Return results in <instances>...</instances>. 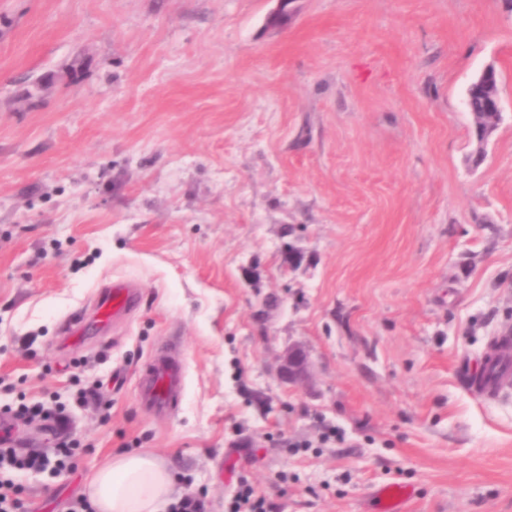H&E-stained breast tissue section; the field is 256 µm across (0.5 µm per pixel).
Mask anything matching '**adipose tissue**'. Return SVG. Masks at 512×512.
Listing matches in <instances>:
<instances>
[{"label":"adipose tissue","instance_id":"obj_1","mask_svg":"<svg viewBox=\"0 0 512 512\" xmlns=\"http://www.w3.org/2000/svg\"><path fill=\"white\" fill-rule=\"evenodd\" d=\"M173 485L171 470L148 452L118 453L89 479L97 512H159Z\"/></svg>","mask_w":512,"mask_h":512}]
</instances>
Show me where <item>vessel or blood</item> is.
Returning <instances> with one entry per match:
<instances>
[{"label": "vessel or blood", "instance_id": "1", "mask_svg": "<svg viewBox=\"0 0 512 512\" xmlns=\"http://www.w3.org/2000/svg\"><path fill=\"white\" fill-rule=\"evenodd\" d=\"M139 303L140 291L132 281H112L97 294L91 309L69 316L62 330L68 339H79L87 320H95L100 328L105 329L131 314ZM493 343L498 348L497 353L488 358L483 371L470 383L477 395L489 400L498 399L512 389V337L498 336ZM138 383L142 404L154 413L165 414L176 406L182 392V368L169 351H157L140 373ZM408 497L405 486L390 484L383 487L380 491L383 512H401Z\"/></svg>", "mask_w": 512, "mask_h": 512}]
</instances>
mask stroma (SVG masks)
<instances>
[{
  "label": "stroma",
  "mask_w": 512,
  "mask_h": 512,
  "mask_svg": "<svg viewBox=\"0 0 512 512\" xmlns=\"http://www.w3.org/2000/svg\"><path fill=\"white\" fill-rule=\"evenodd\" d=\"M0 0V417L62 412L68 474L12 472L63 512L119 452L224 512H512V393L462 374L512 333V0ZM499 73L472 166L464 100ZM133 316L63 344L114 279ZM185 371L173 415L137 371ZM312 376H277L288 347ZM97 387L100 399L79 392ZM335 430L326 438L327 430ZM139 398L150 411L165 414L178 403L183 388V372L168 350L155 352L138 379ZM225 512H266L265 498L255 489L242 481L238 490L224 501ZM410 497L408 488L398 484H390L380 491V498L384 502L383 512H401L403 504Z\"/></svg>",
  "instance_id": "1"
}]
</instances>
